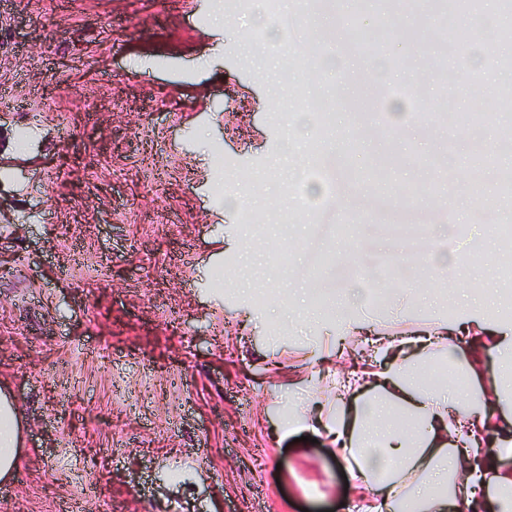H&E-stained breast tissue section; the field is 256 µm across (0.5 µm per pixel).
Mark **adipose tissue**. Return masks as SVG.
<instances>
[{"instance_id": "obj_1", "label": "adipose tissue", "mask_w": 512, "mask_h": 512, "mask_svg": "<svg viewBox=\"0 0 512 512\" xmlns=\"http://www.w3.org/2000/svg\"><path fill=\"white\" fill-rule=\"evenodd\" d=\"M489 300L468 303L423 333L373 342L334 384L320 410L303 403L285 430L324 429L346 465L356 512H512V314L489 317ZM496 364H488V354ZM456 357L465 381L429 386L420 364ZM20 423L0 396V478L18 466Z\"/></svg>"}]
</instances>
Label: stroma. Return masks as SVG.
Listing matches in <instances>:
<instances>
[{
    "label": "stroma",
    "instance_id": "obj_1",
    "mask_svg": "<svg viewBox=\"0 0 512 512\" xmlns=\"http://www.w3.org/2000/svg\"><path fill=\"white\" fill-rule=\"evenodd\" d=\"M350 18L349 0L291 24L256 0H0V389L25 424L0 512H348L333 448L281 431L333 398L350 357L321 338L347 289L393 335L487 289L512 306V253L397 257L453 248L435 213L483 243L494 171L442 114L512 119V72L443 102L427 0L376 17L421 34L389 72Z\"/></svg>",
    "mask_w": 512,
    "mask_h": 512
}]
</instances>
